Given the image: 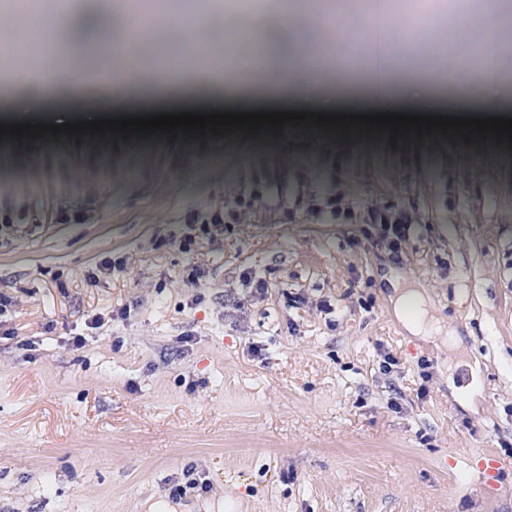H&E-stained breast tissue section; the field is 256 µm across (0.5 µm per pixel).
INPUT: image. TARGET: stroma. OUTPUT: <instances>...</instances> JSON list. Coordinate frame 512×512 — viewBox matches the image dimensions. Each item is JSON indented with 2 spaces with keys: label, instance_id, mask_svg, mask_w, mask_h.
I'll list each match as a JSON object with an SVG mask.
<instances>
[{
  "label": "stroma",
  "instance_id": "stroma-1",
  "mask_svg": "<svg viewBox=\"0 0 512 512\" xmlns=\"http://www.w3.org/2000/svg\"><path fill=\"white\" fill-rule=\"evenodd\" d=\"M77 3L94 8L93 31L79 46L56 31L55 62L81 53L93 67L103 32L127 15L123 0ZM165 8L202 20L221 68L303 50L327 87L363 73L333 62L325 20L396 5L316 0L293 6L287 30L244 42L232 0ZM192 38L167 30L127 59L178 61ZM379 43L399 74L430 86L423 114L442 115L452 60L471 46L454 22H417L406 42L363 31L358 56ZM36 91L19 87L0 114L23 100L48 124L87 120ZM277 183L287 207L238 206L235 223L181 251L193 232L184 212ZM327 189L343 211L333 224L310 214ZM5 203L29 220L0 223V295L14 303V333L0 335V512H146L148 501L156 512H512V143L436 132L359 142L290 126L0 136ZM393 206L414 218L396 253L364 221ZM64 213L80 219L55 223ZM113 257L125 270L90 280ZM405 289L430 328L412 329ZM95 316L102 326L88 328ZM488 455L504 467L483 492L475 464ZM189 470L207 490L172 502Z\"/></svg>",
  "mask_w": 512,
  "mask_h": 512
}]
</instances>
